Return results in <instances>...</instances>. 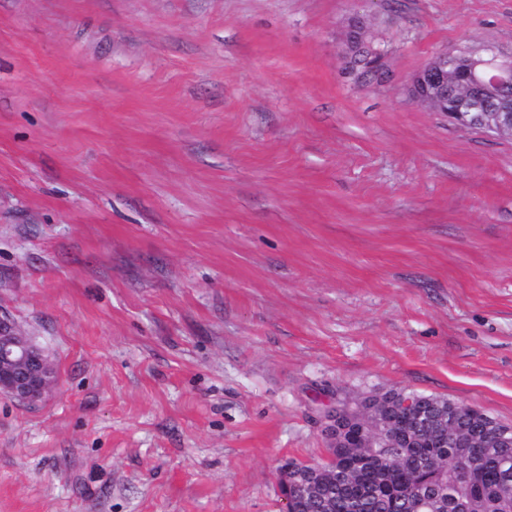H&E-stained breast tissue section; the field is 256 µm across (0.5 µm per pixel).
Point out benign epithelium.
Listing matches in <instances>:
<instances>
[{
  "mask_svg": "<svg viewBox=\"0 0 512 512\" xmlns=\"http://www.w3.org/2000/svg\"><path fill=\"white\" fill-rule=\"evenodd\" d=\"M413 101L444 112L455 124L512 138V57L494 48L475 60L441 52L417 71L408 84ZM50 355L15 322L0 318V393L29 404L40 402L57 386Z\"/></svg>",
  "mask_w": 512,
  "mask_h": 512,
  "instance_id": "benign-epithelium-1",
  "label": "benign epithelium"
}]
</instances>
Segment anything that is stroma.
Wrapping results in <instances>:
<instances>
[{
    "label": "stroma",
    "mask_w": 512,
    "mask_h": 512,
    "mask_svg": "<svg viewBox=\"0 0 512 512\" xmlns=\"http://www.w3.org/2000/svg\"><path fill=\"white\" fill-rule=\"evenodd\" d=\"M485 45L512 0H0V316L58 371L0 512H284L339 396L512 425V139L407 93Z\"/></svg>",
    "instance_id": "stroma-1"
}]
</instances>
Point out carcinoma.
<instances>
[{
	"label": "carcinoma",
	"mask_w": 512,
	"mask_h": 512,
	"mask_svg": "<svg viewBox=\"0 0 512 512\" xmlns=\"http://www.w3.org/2000/svg\"><path fill=\"white\" fill-rule=\"evenodd\" d=\"M379 69L371 52L352 66ZM353 409L337 422L327 463L281 465L288 512H512V443L481 410L404 390L364 396Z\"/></svg>",
	"instance_id": "carcinoma-1"
}]
</instances>
